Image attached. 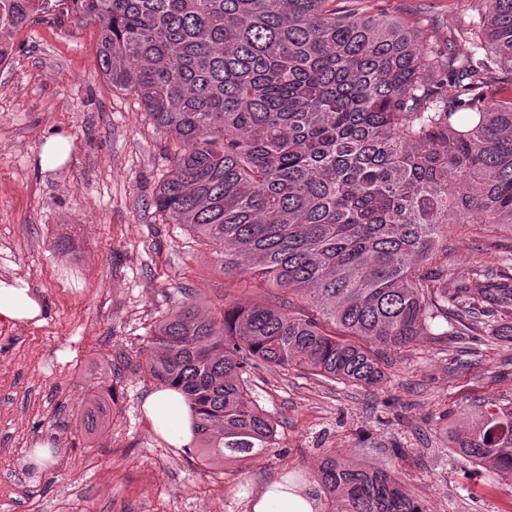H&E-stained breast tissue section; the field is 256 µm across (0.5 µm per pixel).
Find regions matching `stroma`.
<instances>
[{"mask_svg": "<svg viewBox=\"0 0 512 512\" xmlns=\"http://www.w3.org/2000/svg\"><path fill=\"white\" fill-rule=\"evenodd\" d=\"M419 41L447 40L480 0H370ZM99 28L69 19L20 29L0 69V282L23 280L42 322L0 320V512H252L291 475L318 491L327 453L392 471L427 512H512V474L448 449L495 405H512V346L491 336H421L365 389L292 370L252 386L278 422L277 448L241 464L203 465L157 435L144 402L151 327L180 289L203 305L224 294L213 246L154 207L169 138L137 98L98 68ZM68 140L43 169L41 147ZM448 275L512 270V236L448 238ZM54 448L34 466L36 446Z\"/></svg>", "mask_w": 512, "mask_h": 512, "instance_id": "obj_1", "label": "stroma"}]
</instances>
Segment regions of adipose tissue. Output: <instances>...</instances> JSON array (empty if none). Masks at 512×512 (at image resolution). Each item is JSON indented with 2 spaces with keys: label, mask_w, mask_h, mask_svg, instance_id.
Wrapping results in <instances>:
<instances>
[{
  "label": "adipose tissue",
  "mask_w": 512,
  "mask_h": 512,
  "mask_svg": "<svg viewBox=\"0 0 512 512\" xmlns=\"http://www.w3.org/2000/svg\"><path fill=\"white\" fill-rule=\"evenodd\" d=\"M42 308L29 288L0 282V320L33 321ZM144 407L155 433L181 450L192 447L191 416L183 396L164 388L150 394ZM253 512H318L308 486L281 480L266 486L252 507Z\"/></svg>",
  "instance_id": "obj_1"
}]
</instances>
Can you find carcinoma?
<instances>
[{
	"mask_svg": "<svg viewBox=\"0 0 512 512\" xmlns=\"http://www.w3.org/2000/svg\"><path fill=\"white\" fill-rule=\"evenodd\" d=\"M363 2L0 0V68L29 23L99 25L100 72L177 143L158 212L224 247L223 299L203 314L183 293L146 366L194 412L207 466L276 448L256 370L370 389L418 336L512 338L511 274L448 277L453 230L512 235V0H481L487 43L465 58ZM449 444L512 473V406ZM317 480L328 512H427L336 453Z\"/></svg>",
	"mask_w": 512,
	"mask_h": 512,
	"instance_id": "carcinoma-1",
	"label": "carcinoma"
}]
</instances>
